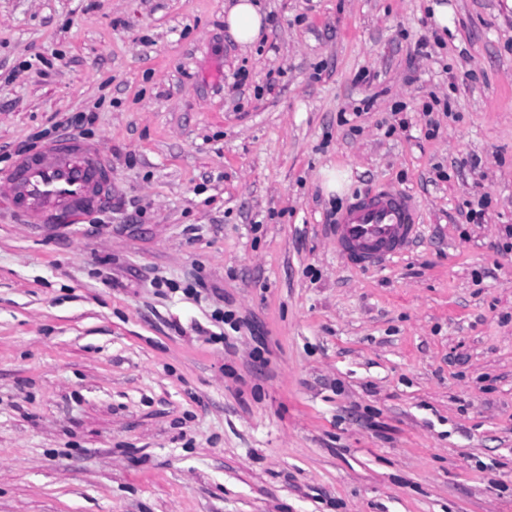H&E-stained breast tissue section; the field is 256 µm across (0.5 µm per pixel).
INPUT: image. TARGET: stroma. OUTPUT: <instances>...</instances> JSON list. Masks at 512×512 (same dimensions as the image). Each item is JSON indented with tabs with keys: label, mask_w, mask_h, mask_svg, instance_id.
<instances>
[{
	"label": "stroma",
	"mask_w": 512,
	"mask_h": 512,
	"mask_svg": "<svg viewBox=\"0 0 512 512\" xmlns=\"http://www.w3.org/2000/svg\"><path fill=\"white\" fill-rule=\"evenodd\" d=\"M224 2L0 0V179L56 124L112 165L0 212V512H512V0H258L247 48ZM381 182L421 234L360 270ZM418 204L407 192L380 184L356 195L336 216L330 242L347 263L380 269L400 256L420 236Z\"/></svg>",
	"instance_id": "stroma-1"
}]
</instances>
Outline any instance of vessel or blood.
I'll return each instance as SVG.
<instances>
[{"label":"vessel or blood","mask_w":512,"mask_h":512,"mask_svg":"<svg viewBox=\"0 0 512 512\" xmlns=\"http://www.w3.org/2000/svg\"><path fill=\"white\" fill-rule=\"evenodd\" d=\"M112 192V170L97 146L61 137L20 158L0 186V197L27 224L74 222ZM418 204L389 184L354 196L337 215L330 242L347 263L379 269L420 235Z\"/></svg>","instance_id":"1"}]
</instances>
